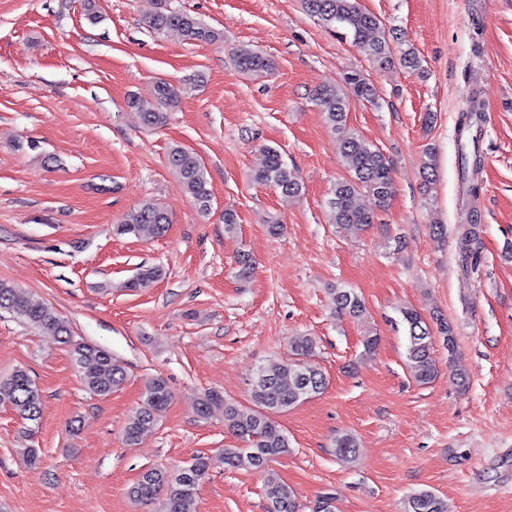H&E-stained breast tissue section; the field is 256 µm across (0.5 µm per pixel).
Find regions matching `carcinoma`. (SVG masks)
<instances>
[{
	"mask_svg": "<svg viewBox=\"0 0 512 512\" xmlns=\"http://www.w3.org/2000/svg\"><path fill=\"white\" fill-rule=\"evenodd\" d=\"M303 8L328 28L338 25L346 28L355 46L372 61L383 65L393 60L394 51L379 19L361 9L357 0H302ZM149 27L157 34L170 29L180 30L188 39L216 42L223 38L220 31L204 24L187 12L160 10L149 19ZM237 67L246 73L263 74L272 70V62L262 54L242 47L235 55ZM204 82L201 73L174 85L164 79L156 82L152 100L129 97L128 104L140 113L142 123L150 129L160 128L168 121V111L184 93L191 92ZM326 122L341 137V149L347 163L346 174L339 178L329 202L331 223L345 236L357 237L374 223L375 213L386 208L394 194L392 167L387 157L347 125L351 99L375 102V91L366 79L350 73L340 87H324L313 95ZM483 115L475 102L460 116L457 127L460 142L459 177L465 192L477 196V177L484 165L479 145ZM266 161L253 179L271 186L288 196H298L301 188L291 175L287 163L275 147L265 148ZM169 170L181 183L185 194L202 212L210 209L213 197L207 170L199 156L180 145L170 148L167 155ZM170 224L168 211L158 203L146 200L127 211L112 225L118 236L130 235L141 240L163 236ZM478 216L470 212V223L462 225L460 245L463 261H472L471 242L477 236ZM165 271L160 266L140 268L136 277L123 283L132 291L144 281L161 279ZM334 310L361 319L366 314L362 297L352 288H337L333 293ZM16 317L27 327L57 340L69 348L84 389L96 397H107L126 379L121 363L105 347L73 339L69 323L48 305L35 306L23 290L0 280V311ZM407 332L405 361L413 378L426 384L438 374V364L432 355V335L424 316L415 308L401 310ZM438 332L448 347V363L457 353L455 328L442 319ZM316 341L301 336L294 339L292 348L296 358L286 362L269 360L259 366L251 380V406L242 407L210 391L198 402V412L206 416L212 408H224V423L237 437L240 445L225 448L217 458L196 456L175 473L163 468H152L142 473L127 490L129 497L145 502L162 500V512H196L199 483L208 475L215 462L228 469L245 467L264 475V491L268 512H300L294 489L270 469V463L290 452L288 435L274 420L303 401L323 392L327 377L317 367L305 366L300 358L313 352ZM171 399L167 381L152 377L145 382L142 404L132 413L124 426V440L135 445L140 437L157 423L158 416ZM0 405L9 406L24 420L38 425L42 414V396L29 372L15 369L0 377ZM336 455L352 460L358 451V442L351 433H342L334 440ZM403 512H447V506L438 494L429 489L413 492L404 502Z\"/></svg>",
	"mask_w": 512,
	"mask_h": 512,
	"instance_id": "cac0c4a2",
	"label": "carcinoma"
}]
</instances>
